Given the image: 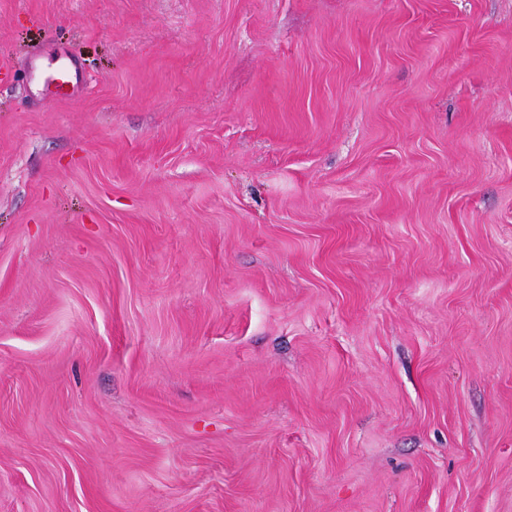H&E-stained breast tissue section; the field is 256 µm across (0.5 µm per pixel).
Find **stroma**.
<instances>
[{
  "instance_id": "35a3bbf8",
  "label": "stroma",
  "mask_w": 512,
  "mask_h": 512,
  "mask_svg": "<svg viewBox=\"0 0 512 512\" xmlns=\"http://www.w3.org/2000/svg\"><path fill=\"white\" fill-rule=\"evenodd\" d=\"M0 512H512V0H0Z\"/></svg>"
}]
</instances>
